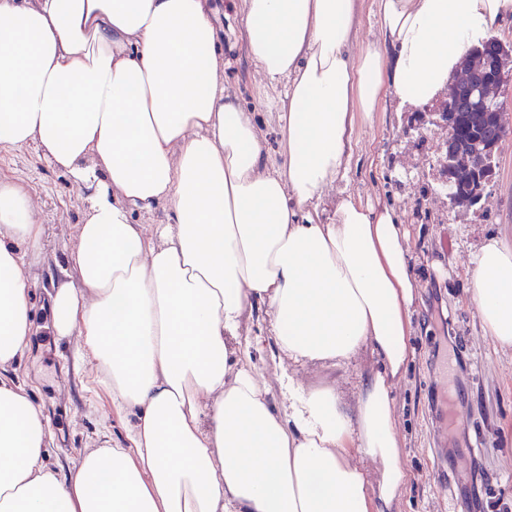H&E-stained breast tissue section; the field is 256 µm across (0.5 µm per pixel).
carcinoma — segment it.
I'll return each instance as SVG.
<instances>
[{
    "instance_id": "carcinoma-1",
    "label": "carcinoma",
    "mask_w": 512,
    "mask_h": 512,
    "mask_svg": "<svg viewBox=\"0 0 512 512\" xmlns=\"http://www.w3.org/2000/svg\"><path fill=\"white\" fill-rule=\"evenodd\" d=\"M495 49L494 37H486L480 47L472 49L463 66L464 76L449 85L446 91L445 111L460 110L458 117L465 129L461 137V156L453 166L452 178L443 182L448 198L456 206L472 207L478 204L481 193L471 166L472 157L483 149L487 141L503 143L512 134L505 124L487 122V110L504 109L503 88L484 81L486 59Z\"/></svg>"
}]
</instances>
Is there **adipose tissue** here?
<instances>
[{"mask_svg":"<svg viewBox=\"0 0 512 512\" xmlns=\"http://www.w3.org/2000/svg\"><path fill=\"white\" fill-rule=\"evenodd\" d=\"M375 3L382 38L355 55L359 0H235L248 57L285 87L272 168L224 87L210 0H0V149L36 145L84 205L54 328L134 417L130 447L90 451L66 478L48 465L49 423L7 376L28 348L44 219L25 182L0 177V512H391L404 495L390 405L412 358L409 230L344 190L331 216L319 204L356 117L388 91L435 99L512 0ZM162 203L169 223H132ZM471 263L482 330L510 349L512 247L488 236ZM259 312L279 356L371 350L356 410L334 386L284 372L273 387L241 362Z\"/></svg>","mask_w":512,"mask_h":512,"instance_id":"1","label":"adipose tissue"}]
</instances>
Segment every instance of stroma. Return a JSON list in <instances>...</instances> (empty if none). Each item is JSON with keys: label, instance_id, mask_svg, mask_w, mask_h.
I'll return each instance as SVG.
<instances>
[{"label": "stroma", "instance_id": "35a3bbf8", "mask_svg": "<svg viewBox=\"0 0 512 512\" xmlns=\"http://www.w3.org/2000/svg\"><path fill=\"white\" fill-rule=\"evenodd\" d=\"M229 0H217L218 42L232 65L224 85L255 113L268 135L269 161L285 156L275 129L283 86L265 84L248 58ZM447 132L431 114H418L385 95L371 119H356L351 162L339 188L362 203L395 208L410 231L413 272L419 283L411 308L413 358L397 381L391 410L410 473L393 512H448L452 495L463 494L467 512H512V349L485 336L470 300L473 252L489 235L512 246V137L502 144L495 177L472 207L451 205L441 187L438 160ZM0 175L29 184L45 217L46 248L26 271L34 324L29 349L13 377L49 422L53 436L48 460L70 475L94 448L128 444V424L97 386L95 364L79 337L48 339L51 275L62 267L83 211L81 195L68 174L50 166L33 148L0 152ZM249 363L266 381L280 370L310 385L331 384L340 401L354 407L371 353L336 365L282 360L269 342L251 350ZM447 372L448 387L433 383ZM455 398L462 426L449 429L445 401ZM442 457L444 467L434 470Z\"/></svg>", "mask_w": 512, "mask_h": 512}]
</instances>
